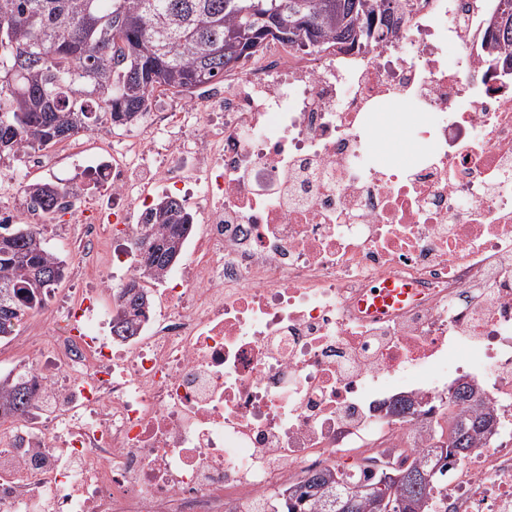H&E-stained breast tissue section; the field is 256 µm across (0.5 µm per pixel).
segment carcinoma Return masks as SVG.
<instances>
[{
	"mask_svg": "<svg viewBox=\"0 0 512 512\" xmlns=\"http://www.w3.org/2000/svg\"><path fill=\"white\" fill-rule=\"evenodd\" d=\"M400 0H0V161L21 160L56 144L94 132L107 117L114 126L138 121L146 101L224 81V72L255 56L270 42L317 49L347 45L359 50L392 33ZM512 0H498L484 48L502 73L512 74ZM83 96H74L76 90ZM42 211H53L60 184L21 187ZM195 224L183 201L166 197L144 216L133 240L137 276L119 287L112 334L134 336L150 301L146 284L172 272L186 252ZM61 256L44 242L42 226L0 223V338L41 307L64 275ZM449 427L434 423L433 444L407 467L438 472L412 486L404 470L366 476L326 468L255 505L252 512H336L326 506L333 477L355 488V512H377L361 491L381 477L389 512H436L434 491L448 463L466 457L501 426L480 405L478 387L453 384ZM32 401L27 373L0 377V421L26 414Z\"/></svg>",
	"mask_w": 512,
	"mask_h": 512,
	"instance_id": "carcinoma-1",
	"label": "carcinoma"
}]
</instances>
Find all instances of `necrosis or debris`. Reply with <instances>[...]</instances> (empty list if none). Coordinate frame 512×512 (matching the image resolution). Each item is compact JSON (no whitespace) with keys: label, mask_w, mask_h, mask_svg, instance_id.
I'll list each match as a JSON object with an SVG mask.
<instances>
[{"label":"necrosis or debris","mask_w":512,"mask_h":512,"mask_svg":"<svg viewBox=\"0 0 512 512\" xmlns=\"http://www.w3.org/2000/svg\"><path fill=\"white\" fill-rule=\"evenodd\" d=\"M497 0H402L363 52L260 54L176 107L149 100L147 136L52 212L0 201L1 224H71L90 254L134 240L172 190L204 226L137 335L108 338L95 295L31 372L32 406L0 432V512H248L355 451L408 463L457 379L512 420V80L482 52ZM410 108L422 148L385 166L367 137ZM384 283L411 292L383 314ZM448 512H512V439L452 464Z\"/></svg>","instance_id":"4bbe7bcc"}]
</instances>
